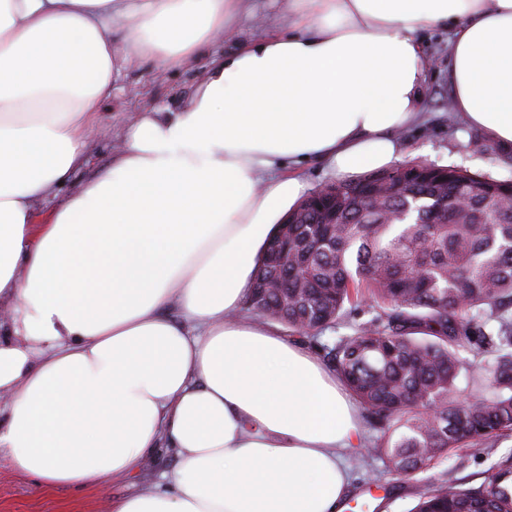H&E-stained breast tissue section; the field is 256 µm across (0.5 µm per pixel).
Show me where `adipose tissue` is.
<instances>
[{
  "instance_id": "ef3b65f1",
  "label": "adipose tissue",
  "mask_w": 512,
  "mask_h": 512,
  "mask_svg": "<svg viewBox=\"0 0 512 512\" xmlns=\"http://www.w3.org/2000/svg\"><path fill=\"white\" fill-rule=\"evenodd\" d=\"M252 0H0V455L97 488L176 467L110 512H344L347 385L244 315L269 237L327 161L391 166L417 120L426 26L451 29L454 112L512 146V0H282L287 25L213 58L189 104L139 113L87 162L123 74L187 68Z\"/></svg>"
}]
</instances>
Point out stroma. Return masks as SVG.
<instances>
[{
  "mask_svg": "<svg viewBox=\"0 0 512 512\" xmlns=\"http://www.w3.org/2000/svg\"><path fill=\"white\" fill-rule=\"evenodd\" d=\"M419 37L433 60L424 88L423 115L419 123L402 134L404 160L415 158L438 165H458L474 172L497 178L512 177V153L492 149L484 134L462 119H449L448 38L443 28H422ZM207 63L199 58L193 67L151 76L141 68L120 82L106 103L103 126L89 139V164L77 172L72 185H80L97 170L107 165L117 142L122 141L137 112L151 106L175 109L185 105L191 96L196 73ZM490 455L474 456L466 448L449 452L447 459L419 473L417 479H389L387 490L363 492L361 485L353 490L360 502L376 512H410L415 503L413 492L417 481L470 482L480 484L497 455L512 450V434L498 438ZM176 464L174 457L161 455L157 462L132 476L108 485L87 490L44 489L31 476L17 470L9 458L0 456V512H108L111 500L140 491L159 481L164 472Z\"/></svg>",
  "mask_w": 512,
  "mask_h": 512,
  "instance_id": "obj_1",
  "label": "stroma"
}]
</instances>
